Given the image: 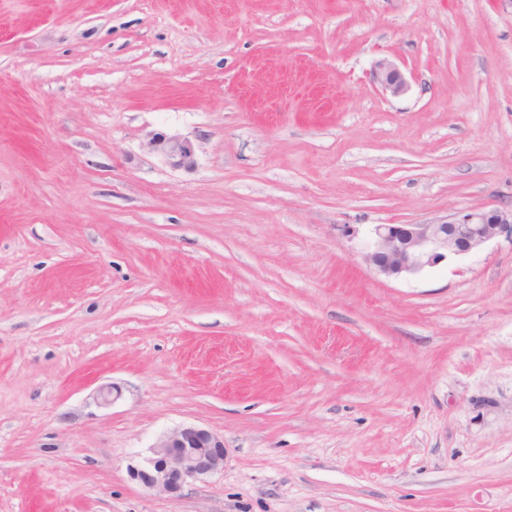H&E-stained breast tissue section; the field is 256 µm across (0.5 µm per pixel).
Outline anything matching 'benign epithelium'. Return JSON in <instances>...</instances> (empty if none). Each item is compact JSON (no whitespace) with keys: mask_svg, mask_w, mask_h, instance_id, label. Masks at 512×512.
Instances as JSON below:
<instances>
[{"mask_svg":"<svg viewBox=\"0 0 512 512\" xmlns=\"http://www.w3.org/2000/svg\"><path fill=\"white\" fill-rule=\"evenodd\" d=\"M371 77L393 97L408 89L400 67L388 56L374 61ZM147 147L174 168L194 164L192 143L177 135L155 134ZM502 236L512 240V208L473 210L422 224H377L364 259L387 278L413 277L450 258L476 253ZM224 457L222 437L202 426H181L161 436L151 455L129 467V474L149 491L176 496L223 469Z\"/></svg>","mask_w":512,"mask_h":512,"instance_id":"benign-epithelium-1","label":"benign epithelium"}]
</instances>
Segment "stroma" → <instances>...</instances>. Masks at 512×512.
<instances>
[{
    "mask_svg": "<svg viewBox=\"0 0 512 512\" xmlns=\"http://www.w3.org/2000/svg\"><path fill=\"white\" fill-rule=\"evenodd\" d=\"M493 207L512 0H0V512H512V241L364 259ZM181 425L223 469L143 490ZM371 77L385 94L398 97L408 89L407 81L398 64L392 58L383 56L376 59L371 70ZM146 145L149 150L164 156L174 168H188L194 164L193 145L180 136L154 134ZM504 235L512 241V208L473 210L422 224H375L364 259L387 278L413 277Z\"/></svg>",
    "mask_w": 512,
    "mask_h": 512,
    "instance_id": "stroma-1",
    "label": "stroma"
}]
</instances>
